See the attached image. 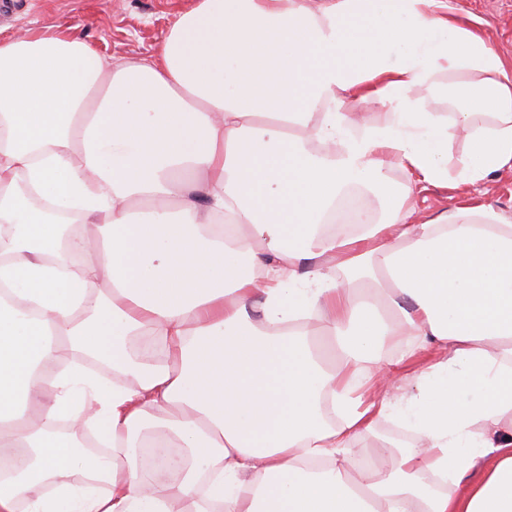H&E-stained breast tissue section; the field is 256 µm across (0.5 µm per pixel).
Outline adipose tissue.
<instances>
[{"mask_svg": "<svg viewBox=\"0 0 512 512\" xmlns=\"http://www.w3.org/2000/svg\"><path fill=\"white\" fill-rule=\"evenodd\" d=\"M445 74L443 117L411 91ZM507 167L512 58L446 0H196L121 65L0 38V512H512V222L411 221ZM395 168L380 220L327 228ZM386 415L414 440L360 468Z\"/></svg>", "mask_w": 512, "mask_h": 512, "instance_id": "ef3b65f1", "label": "adipose tissue"}]
</instances>
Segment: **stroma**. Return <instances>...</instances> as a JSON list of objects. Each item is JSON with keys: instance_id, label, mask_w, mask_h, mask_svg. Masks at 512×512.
<instances>
[{"instance_id": "35a3bbf8", "label": "stroma", "mask_w": 512, "mask_h": 512, "mask_svg": "<svg viewBox=\"0 0 512 512\" xmlns=\"http://www.w3.org/2000/svg\"><path fill=\"white\" fill-rule=\"evenodd\" d=\"M461 25L479 30L512 56V0H447ZM194 0H0V33L56 25L113 62L148 59L164 43L175 17ZM469 198L492 205L512 221V169L493 173L477 187L430 186L417 193L415 221Z\"/></svg>"}]
</instances>
